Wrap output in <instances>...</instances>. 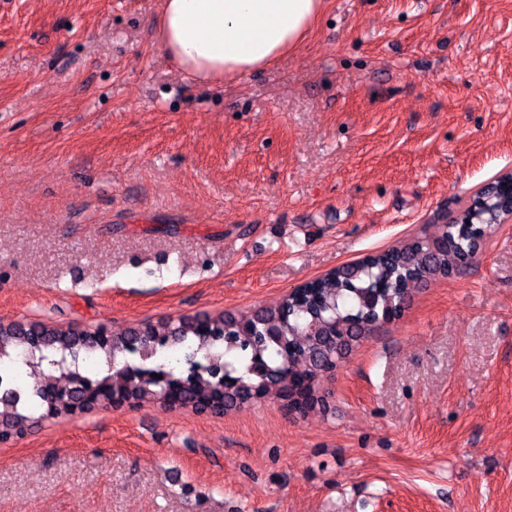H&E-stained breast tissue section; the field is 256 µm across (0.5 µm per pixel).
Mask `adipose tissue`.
Returning <instances> with one entry per match:
<instances>
[{
  "label": "adipose tissue",
  "instance_id": "1",
  "mask_svg": "<svg viewBox=\"0 0 512 512\" xmlns=\"http://www.w3.org/2000/svg\"><path fill=\"white\" fill-rule=\"evenodd\" d=\"M323 0H162L157 41L201 82L268 70L292 52Z\"/></svg>",
  "mask_w": 512,
  "mask_h": 512
}]
</instances>
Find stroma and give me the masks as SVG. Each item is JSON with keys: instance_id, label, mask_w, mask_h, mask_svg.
Listing matches in <instances>:
<instances>
[{"instance_id": "obj_1", "label": "stroma", "mask_w": 512, "mask_h": 512, "mask_svg": "<svg viewBox=\"0 0 512 512\" xmlns=\"http://www.w3.org/2000/svg\"><path fill=\"white\" fill-rule=\"evenodd\" d=\"M160 0H0V321L242 313L512 172V0H325L205 85ZM327 411L156 401L0 444V512H512V223L320 377Z\"/></svg>"}]
</instances>
